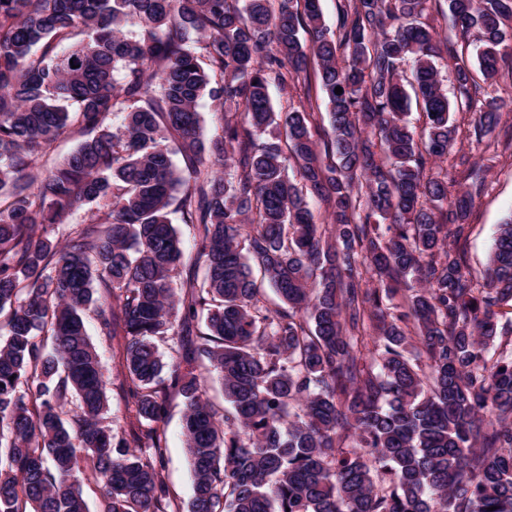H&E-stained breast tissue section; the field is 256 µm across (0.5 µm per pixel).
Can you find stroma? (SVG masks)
I'll use <instances>...</instances> for the list:
<instances>
[{
    "instance_id": "35a3bbf8",
    "label": "stroma",
    "mask_w": 512,
    "mask_h": 512,
    "mask_svg": "<svg viewBox=\"0 0 512 512\" xmlns=\"http://www.w3.org/2000/svg\"><path fill=\"white\" fill-rule=\"evenodd\" d=\"M431 23L456 53L455 58L445 57L438 61L443 86L449 99L453 100L459 96L454 79V64L459 61L469 69H476L479 45L474 33H465L452 27L449 20L440 14H432ZM317 69L316 59H309L307 93L286 94L275 83L271 84L269 92L275 111L285 112L294 107L312 112L316 136L323 141L330 135V126ZM453 119V146L447 156L437 160L433 170L447 174L448 195L452 198L470 187L469 181L464 180L462 175L460 156H467L484 179L480 193L474 197V206L468 219V236L462 244L466 270L478 282L489 260L499 224L512 216V112L504 113L499 125L481 138L474 133L478 121L477 112L462 107L455 110ZM170 219L177 228L183 250L175 282L179 285L189 280L202 283L205 266L198 258L197 227L185 223L178 212L171 214ZM86 328L105 365L107 420L117 437H129L132 431L138 430L139 422L123 367L126 339L120 333L107 335L92 314L86 318ZM157 429L164 449V475L170 493L180 507H187L192 496V473L183 434V404L180 396H171L167 416L163 422L158 423Z\"/></svg>"
}]
</instances>
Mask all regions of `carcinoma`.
Listing matches in <instances>:
<instances>
[{
  "label": "carcinoma",
  "instance_id": "1",
  "mask_svg": "<svg viewBox=\"0 0 512 512\" xmlns=\"http://www.w3.org/2000/svg\"><path fill=\"white\" fill-rule=\"evenodd\" d=\"M434 10L477 29L496 82L512 0H346L334 34L320 0H0V512H89L79 472L102 484V512L179 510L157 429L117 441L104 424L88 310L127 338L138 418L183 398L187 512H512V216L475 283L458 249L473 193L450 201L426 173L455 132ZM309 50L322 150L312 113L276 112L268 94L272 78L306 86ZM455 81L486 135L503 103L463 65ZM205 96L224 113L208 142ZM278 122L284 136L265 137ZM73 124L78 148L36 173ZM306 188L330 223H314ZM84 203L89 222L57 246ZM172 206L197 225L200 288L174 287ZM255 269L278 308L260 303ZM176 326L164 362L154 338ZM198 360L222 382L221 417Z\"/></svg>",
  "mask_w": 512,
  "mask_h": 512
}]
</instances>
